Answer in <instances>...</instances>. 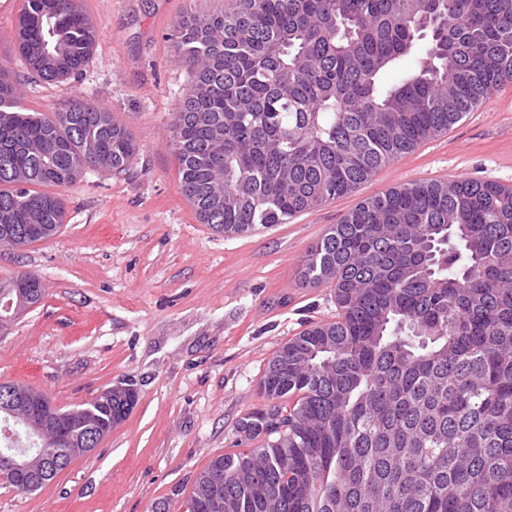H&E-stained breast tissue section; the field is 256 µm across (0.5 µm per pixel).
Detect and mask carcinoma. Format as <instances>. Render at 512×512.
Here are the masks:
<instances>
[{"label":"carcinoma","instance_id":"cac0c4a2","mask_svg":"<svg viewBox=\"0 0 512 512\" xmlns=\"http://www.w3.org/2000/svg\"><path fill=\"white\" fill-rule=\"evenodd\" d=\"M15 31L46 83L81 74L96 39L80 0H26ZM169 38L193 76L169 126L178 188L221 234L353 192L512 83V0H236L186 14ZM136 152L111 111L80 97L25 111L0 66V225L20 248L63 224L45 188L120 173ZM301 277L334 286L338 319L271 359L265 404L239 423L264 443L212 460L183 512H208L215 471L233 512H512V187L389 189L332 225ZM111 394L86 404L100 440L120 413ZM17 435L0 453L39 461L59 446Z\"/></svg>","mask_w":512,"mask_h":512}]
</instances>
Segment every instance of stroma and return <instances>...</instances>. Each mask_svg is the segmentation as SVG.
I'll list each match as a JSON object with an SVG mask.
<instances>
[{
	"label": "stroma",
	"mask_w": 512,
	"mask_h": 512,
	"mask_svg": "<svg viewBox=\"0 0 512 512\" xmlns=\"http://www.w3.org/2000/svg\"><path fill=\"white\" fill-rule=\"evenodd\" d=\"M25 0H0V63L21 105L54 112L73 96L109 109L138 152L119 174L62 188L60 232L0 249V279L40 276L46 295L0 337V383L41 389L71 410L113 386L138 402L89 454L29 494L0 484V512H178L212 459L243 452L239 421L294 336L337 318L330 284L300 277L302 258L366 198L456 177L512 186V84L489 107L380 168L354 192L243 236L214 233L178 189L168 125L191 80L169 35L183 15L232 0H82L97 29L82 76L28 79L14 45Z\"/></svg>",
	"instance_id": "1"
}]
</instances>
